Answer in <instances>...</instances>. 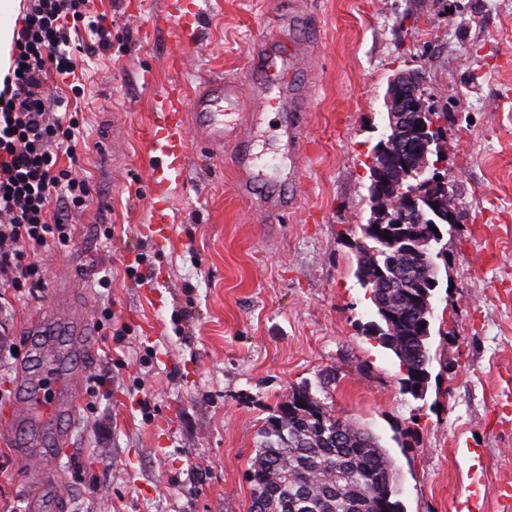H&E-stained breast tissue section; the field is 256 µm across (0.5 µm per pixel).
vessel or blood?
<instances>
[{"instance_id":"vessel-or-blood-1","label":"vessel or blood","mask_w":512,"mask_h":512,"mask_svg":"<svg viewBox=\"0 0 512 512\" xmlns=\"http://www.w3.org/2000/svg\"><path fill=\"white\" fill-rule=\"evenodd\" d=\"M172 18L186 34H194L199 18L195 9L177 0ZM246 79L213 77L205 81L192 101L190 111H181L173 95L155 100L154 124L148 139L151 152L159 157L151 169L153 185L163 186L184 161L187 140L216 156L230 155L238 175L236 190L258 214H282L292 207L291 200L273 187L259 190L264 166L255 151V133L267 109H275L279 123L275 128L284 156L289 161L292 180L303 176L302 163L313 147L307 140V104L313 84L298 80L308 61L302 43L288 33L253 42L248 51ZM51 310L27 321L26 329L36 336L39 347L55 352L45 365L42 378H34L26 369L17 375V398L13 417L48 425L58 418H74L82 388L83 370H68L64 357L70 351L90 350L94 322L87 303L79 302L71 288L55 292ZM37 492L32 512H42L46 498L62 504L64 495L51 467L35 473Z\"/></svg>"}]
</instances>
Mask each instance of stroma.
Returning <instances> with one entry per match:
<instances>
[{
	"mask_svg": "<svg viewBox=\"0 0 512 512\" xmlns=\"http://www.w3.org/2000/svg\"><path fill=\"white\" fill-rule=\"evenodd\" d=\"M282 2L197 0V42L175 65L172 25L140 37L169 0H91L112 22V48L77 57L73 167L111 206L72 214L73 242L40 256L44 288L14 301L18 353L0 360V424L32 355L20 325L47 311L58 277L76 274L95 319L111 311L112 325L75 358L86 371L79 413L58 423L69 447L24 421L0 428V512H28L44 459L62 476V512H248L261 432L303 383L387 450L405 512H507L497 486L512 481V0H310L317 24L290 34L315 54L308 125L320 149L294 208L256 215L230 159L192 142L180 172L155 188V99L177 89L186 110L205 80L241 75ZM407 69L424 73L443 112V165L462 214L443 239L437 358L421 399L403 392L394 354L365 335L374 306L354 276L383 96ZM115 137V160L102 162ZM159 195L170 244L152 223ZM134 263L145 284L127 277ZM103 271L107 290L95 284Z\"/></svg>",
	"mask_w": 512,
	"mask_h": 512,
	"instance_id": "35a3bbf8",
	"label": "stroma"
}]
</instances>
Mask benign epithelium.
<instances>
[{
    "label": "benign epithelium",
    "instance_id": "benign-epithelium-1",
    "mask_svg": "<svg viewBox=\"0 0 512 512\" xmlns=\"http://www.w3.org/2000/svg\"><path fill=\"white\" fill-rule=\"evenodd\" d=\"M384 107L377 151L387 158L398 182L406 185L395 217L402 224H421L420 198L434 203L449 194L448 172L437 160L443 152L444 128L429 113L422 73H396L388 82Z\"/></svg>",
    "mask_w": 512,
    "mask_h": 512
}]
</instances>
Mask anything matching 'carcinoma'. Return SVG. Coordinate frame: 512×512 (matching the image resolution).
Masks as SVG:
<instances>
[{
    "label": "carcinoma",
    "mask_w": 512,
    "mask_h": 512,
    "mask_svg": "<svg viewBox=\"0 0 512 512\" xmlns=\"http://www.w3.org/2000/svg\"><path fill=\"white\" fill-rule=\"evenodd\" d=\"M355 276L394 314L393 333L369 336L392 351L405 370L402 386L419 399L420 381L431 377V308L412 300L415 292L399 280L411 268L430 281L445 256L437 233L419 248H406L361 225ZM382 274H377V271ZM394 465L386 450L347 419L329 412L308 385L293 387L268 419L256 448L249 482V512H403L389 475Z\"/></svg>",
    "instance_id": "cac0c4a2"
}]
</instances>
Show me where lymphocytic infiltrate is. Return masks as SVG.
Masks as SVG:
<instances>
[{"label":"lymphocytic infiltrate","mask_w":512,"mask_h":512,"mask_svg":"<svg viewBox=\"0 0 512 512\" xmlns=\"http://www.w3.org/2000/svg\"><path fill=\"white\" fill-rule=\"evenodd\" d=\"M85 29L98 48L111 47L112 30L91 17L89 0H26L0 80V288L18 298L42 287L39 254L72 241L68 213L86 210L92 198L89 180L60 163L77 146V119L44 106L51 87L75 78L84 48L76 37ZM57 202L67 212H53Z\"/></svg>","instance_id":"obj_1"}]
</instances>
